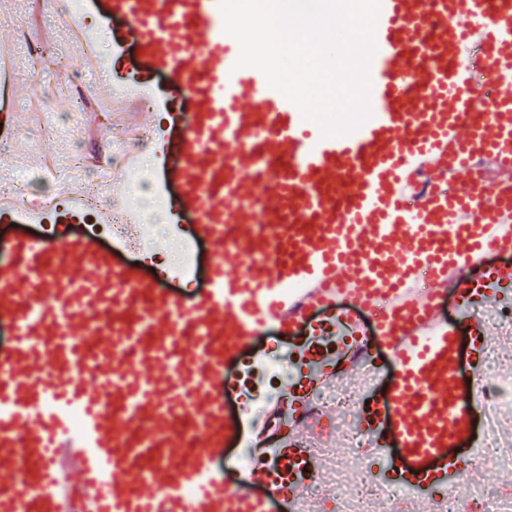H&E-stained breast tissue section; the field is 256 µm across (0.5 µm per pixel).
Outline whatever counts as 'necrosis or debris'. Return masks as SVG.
<instances>
[{
	"label": "necrosis or debris",
	"mask_w": 512,
	"mask_h": 512,
	"mask_svg": "<svg viewBox=\"0 0 512 512\" xmlns=\"http://www.w3.org/2000/svg\"><path fill=\"white\" fill-rule=\"evenodd\" d=\"M60 12L66 21L55 37L33 40L22 34L19 42L0 46V72L9 76L36 78L45 65L59 69L57 94L69 103V117L80 121L86 108L88 89H75L70 65L65 57L71 42L83 43L86 58L79 67L86 78L98 76L104 58L103 38L93 34L81 17V0H62ZM99 123L112 125V150L107 155L88 158L80 149L64 158L47 157L43 175L49 181L64 185L79 184L90 200H98L103 184L111 176L123 174L129 188L124 207L137 213L143 223L156 221L155 210L160 195H147L150 175L144 158L154 150L151 138L140 133L126 120L109 119L99 113ZM512 363V351L489 350L484 372L475 383L481 393L479 448L474 463L462 480L459 491L441 495L435 501V512H512V494L482 485L478 474L484 465L512 469V376L501 373L503 364ZM369 388L356 381H338L327 385L311 397V406L319 414L330 416V423L311 437L316 453L326 462L319 473L308 477L311 499L332 500L338 512H402L411 492L398 481L378 480L373 471L376 459L371 455L370 436L358 419L366 402L371 401Z\"/></svg>",
	"instance_id": "1"
}]
</instances>
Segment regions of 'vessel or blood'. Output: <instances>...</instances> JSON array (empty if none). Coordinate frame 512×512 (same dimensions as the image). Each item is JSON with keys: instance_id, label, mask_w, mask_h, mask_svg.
Returning a JSON list of instances; mask_svg holds the SVG:
<instances>
[{"instance_id": "obj_1", "label": "vessel or blood", "mask_w": 512, "mask_h": 512, "mask_svg": "<svg viewBox=\"0 0 512 512\" xmlns=\"http://www.w3.org/2000/svg\"><path fill=\"white\" fill-rule=\"evenodd\" d=\"M150 70L173 82L170 123L156 129L178 191L172 215L191 211L192 242L244 255L215 264L191 305L140 265L119 264L80 204L53 231L19 236L0 263V512H301L305 481L269 480L278 449L253 440L255 465L228 493L214 459L242 435L211 383L266 326L303 333L299 394L268 408L274 438L310 472L303 445L309 397L364 372V335L400 374L363 425L377 455L396 449L416 498L449 488L477 446L480 398L453 376L467 332L481 369L494 336L477 306L498 301L512 267V0H381L370 63L371 117L327 137L252 67L219 0H106ZM195 105L180 128L178 103ZM492 168L475 181L471 159ZM125 179L98 210L108 224ZM31 205L0 202V222L33 224ZM488 269L470 287L468 272ZM426 275L428 288L415 282ZM469 313L444 321L442 297ZM332 322L311 324L316 313Z\"/></svg>"}]
</instances>
